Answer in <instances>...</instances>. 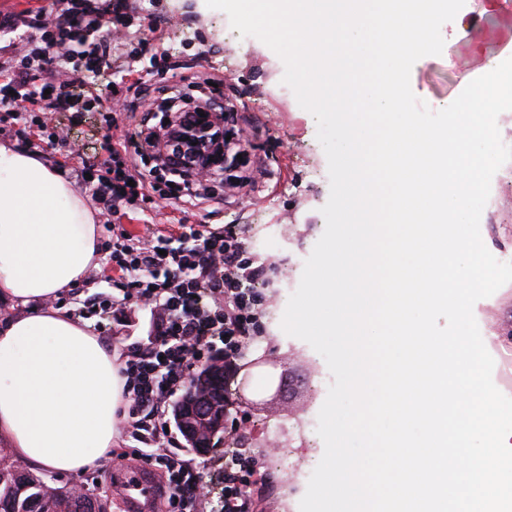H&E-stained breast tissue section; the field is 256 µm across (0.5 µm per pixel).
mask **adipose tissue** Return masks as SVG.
Instances as JSON below:
<instances>
[{
  "instance_id": "obj_1",
  "label": "adipose tissue",
  "mask_w": 512,
  "mask_h": 512,
  "mask_svg": "<svg viewBox=\"0 0 512 512\" xmlns=\"http://www.w3.org/2000/svg\"><path fill=\"white\" fill-rule=\"evenodd\" d=\"M97 221L56 166L0 141V440L33 469L76 474L112 457L119 363L51 305L96 266Z\"/></svg>"
}]
</instances>
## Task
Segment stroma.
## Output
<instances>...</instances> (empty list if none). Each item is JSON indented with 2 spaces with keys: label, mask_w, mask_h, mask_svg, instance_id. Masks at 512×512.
<instances>
[{
  "label": "stroma",
  "mask_w": 512,
  "mask_h": 512,
  "mask_svg": "<svg viewBox=\"0 0 512 512\" xmlns=\"http://www.w3.org/2000/svg\"><path fill=\"white\" fill-rule=\"evenodd\" d=\"M124 25L112 33V78L121 81L131 70L145 72L144 107L158 109L165 87H180L194 95L201 76L223 80V104L227 111L224 126L228 136L238 141L242 160L238 168L212 188L221 203L194 206L167 205L162 198L125 204L108 212L104 199H94L100 220L123 225L130 233L150 237L153 228H175L181 224L231 227L248 256L266 265L262 284L261 333L242 347L240 378L231 386L234 405L225 421L239 427L237 436L242 453L255 457L258 467L251 497L256 512H299L308 480L323 450L322 439H315V450L296 456L303 478L281 472L276 479L265 476L268 459L294 454L291 437L279 445L268 444L266 428L292 422L319 412L326 396L320 388L332 376L324 358L305 341L287 335L281 319L289 295L286 284L300 281L302 266L297 258H308L322 236L326 222L321 212L330 195L328 162L317 140L313 115L301 108L295 96L285 91L282 60L263 42L248 37L238 45L228 39L231 29L226 13L203 12L198 0H130ZM62 0H0V65H9L23 53L33 33L29 19L55 15ZM160 12L168 19L156 32H149L146 14ZM441 32L450 44L448 58L415 63L411 88L418 99L437 111L451 103L475 78L481 76L483 60L507 56L512 51V0L494 9L489 0H465L453 21ZM150 37L153 51L164 52V59L137 53L142 37ZM85 93L89 112L80 121L63 122L61 140L21 132L19 126L0 122V139L42 155L57 168L68 172L73 183L103 168L108 154L102 147L101 117L113 118L112 131L121 134L139 121L126 112L122 101L101 94L97 85ZM498 183L490 192L482 212L480 233L487 249L502 262H512V161L497 172ZM85 292L71 288L59 301L91 327L109 332L108 344L116 354L127 353L132 343L152 333L148 308L126 305L118 313L88 315ZM269 364L273 376L302 379L301 388L286 392L253 395L243 388L253 362ZM228 435L215 440L205 453L186 449L183 454L207 483L211 494L203 512H224V450Z\"/></svg>",
  "instance_id": "obj_1"
}]
</instances>
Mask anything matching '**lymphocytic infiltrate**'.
<instances>
[{
    "instance_id": "f902f5d3",
    "label": "lymphocytic infiltrate",
    "mask_w": 512,
    "mask_h": 512,
    "mask_svg": "<svg viewBox=\"0 0 512 512\" xmlns=\"http://www.w3.org/2000/svg\"><path fill=\"white\" fill-rule=\"evenodd\" d=\"M38 31L34 46L6 69V89L0 93V113L22 123L27 104L41 102L57 112L70 109L89 79L112 68L111 38L94 0H72L60 17L42 19ZM48 68L62 76L49 91L35 82L36 74ZM103 140L111 160L97 180L84 181L83 189L92 197L107 192L113 201L125 203L160 192L157 178L140 171L138 162L161 144L166 150L163 167L181 180L191 197L208 199L213 175L196 167L179 139L160 142L148 121H141L122 142H113L108 133ZM104 252L96 278L114 295L91 296L86 308L106 311L135 303L148 306L155 316L153 341L130 350L120 369L128 416L141 444L135 457L161 470L168 486L166 512H196L208 488L173 453L163 408L184 388L214 340L224 343L225 377L235 374L242 342L256 333L262 269L245 256L228 230L160 233L145 241L116 227ZM207 298L213 309L204 307ZM255 468L254 458L225 449L224 512H252L249 488Z\"/></svg>"
}]
</instances>
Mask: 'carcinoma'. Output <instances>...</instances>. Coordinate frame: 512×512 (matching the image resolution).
<instances>
[{"instance_id":"carcinoma-1","label":"carcinoma","mask_w":512,"mask_h":512,"mask_svg":"<svg viewBox=\"0 0 512 512\" xmlns=\"http://www.w3.org/2000/svg\"><path fill=\"white\" fill-rule=\"evenodd\" d=\"M0 512H109L108 499L95 493L77 495L23 473L0 448Z\"/></svg>"}]
</instances>
